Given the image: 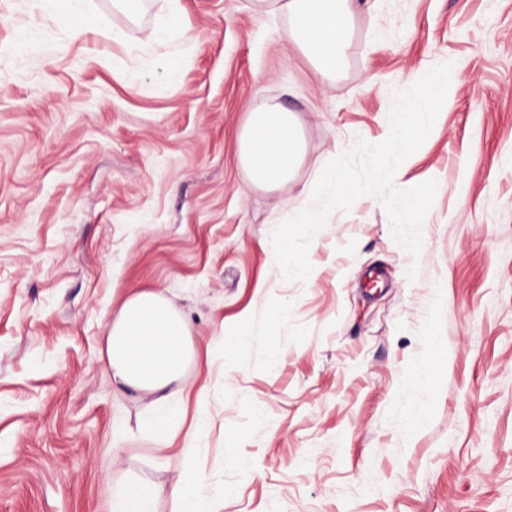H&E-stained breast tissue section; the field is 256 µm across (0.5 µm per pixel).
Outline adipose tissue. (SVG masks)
Here are the masks:
<instances>
[{
  "label": "adipose tissue",
  "instance_id": "1",
  "mask_svg": "<svg viewBox=\"0 0 512 512\" xmlns=\"http://www.w3.org/2000/svg\"><path fill=\"white\" fill-rule=\"evenodd\" d=\"M287 14L286 36L313 69L333 78L345 64L353 33L351 0H255ZM305 144L292 112L255 102L238 139L239 160L254 185L286 188ZM191 328L157 290L137 292L113 314L105 338L106 364L115 384L163 394L178 382L192 354Z\"/></svg>",
  "mask_w": 512,
  "mask_h": 512
}]
</instances>
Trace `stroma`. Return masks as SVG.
<instances>
[{
    "instance_id": "obj_1",
    "label": "stroma",
    "mask_w": 512,
    "mask_h": 512,
    "mask_svg": "<svg viewBox=\"0 0 512 512\" xmlns=\"http://www.w3.org/2000/svg\"><path fill=\"white\" fill-rule=\"evenodd\" d=\"M179 7L169 34L167 0H91L77 38L64 11L0 0V512H114L124 482L180 480L223 491L222 512H512V0H355L333 79L283 13ZM443 62L448 107L394 176L438 182L420 257L364 196L314 234L309 277L284 280L272 230ZM260 99L302 128L284 189L238 158ZM150 289L194 347L164 440L151 395L104 360L113 314Z\"/></svg>"
}]
</instances>
